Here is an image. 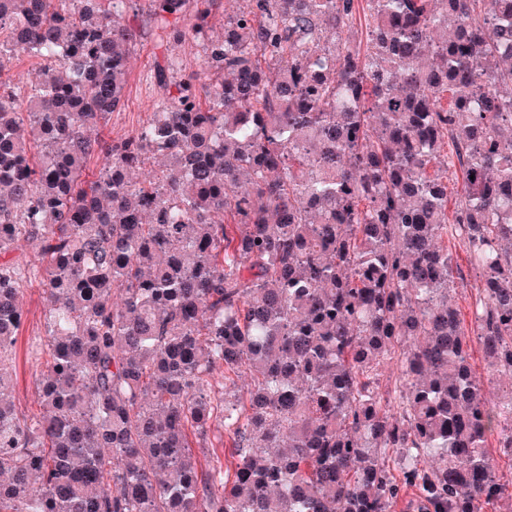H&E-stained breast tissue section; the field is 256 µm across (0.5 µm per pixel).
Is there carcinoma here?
Masks as SVG:
<instances>
[{
  "label": "carcinoma",
  "instance_id": "cac0c4a2",
  "mask_svg": "<svg viewBox=\"0 0 512 512\" xmlns=\"http://www.w3.org/2000/svg\"><path fill=\"white\" fill-rule=\"evenodd\" d=\"M132 2L0 0V59L47 63L25 92L0 81V512L512 499L486 445L512 458V0H241L220 35L213 0H148L161 43L202 46L206 81L165 58L151 117L92 141L124 105ZM449 237L480 278L468 327ZM28 246L38 262L7 258ZM40 270L27 417L11 348ZM473 338L511 381L494 403ZM214 423L230 447L204 468L191 448Z\"/></svg>",
  "mask_w": 512,
  "mask_h": 512
}]
</instances>
